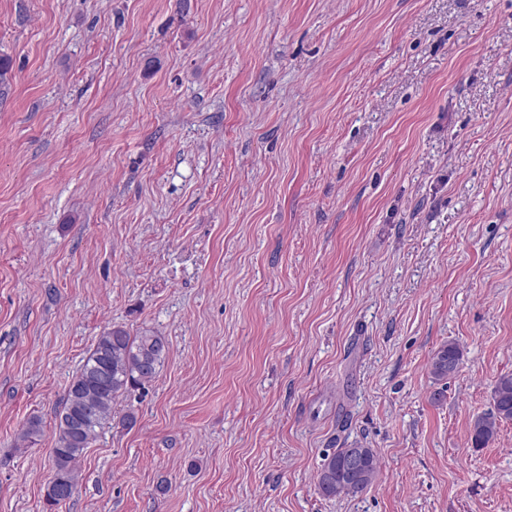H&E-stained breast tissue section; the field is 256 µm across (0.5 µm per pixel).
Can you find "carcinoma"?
I'll return each instance as SVG.
<instances>
[{
  "label": "carcinoma",
  "mask_w": 512,
  "mask_h": 512,
  "mask_svg": "<svg viewBox=\"0 0 512 512\" xmlns=\"http://www.w3.org/2000/svg\"><path fill=\"white\" fill-rule=\"evenodd\" d=\"M169 354L166 337L145 329L135 335L121 326L102 331L79 372L69 383L62 409L55 415V445L53 479L67 490L64 496L47 495L48 505H58L70 499L76 490V463L85 448L94 441L100 430L112 420L116 398L139 389L152 381ZM463 352L454 341L443 343L433 354L429 373L436 381L455 376L462 363ZM493 409L475 417L470 423L473 447L483 448L491 443L499 426L512 421V376L504 375L492 392ZM42 434V420L29 419L21 438L31 443ZM348 449L339 448L324 458L318 475L320 493L327 497H356L366 492L378 475V460L371 448L361 449L363 473L356 480L345 474Z\"/></svg>",
  "instance_id": "obj_1"
}]
</instances>
